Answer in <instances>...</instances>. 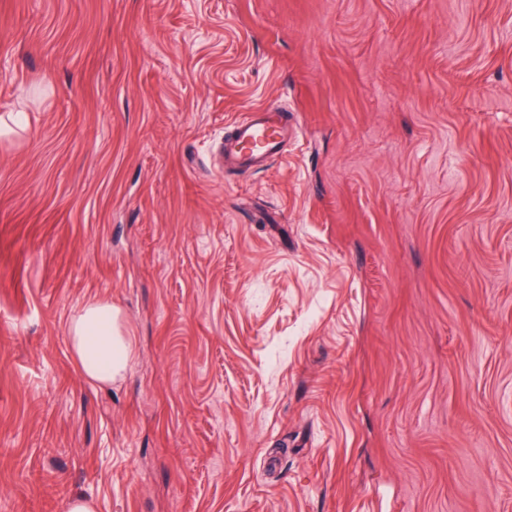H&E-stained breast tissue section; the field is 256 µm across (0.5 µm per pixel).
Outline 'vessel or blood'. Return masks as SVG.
I'll list each match as a JSON object with an SVG mask.
<instances>
[{
  "mask_svg": "<svg viewBox=\"0 0 512 512\" xmlns=\"http://www.w3.org/2000/svg\"><path fill=\"white\" fill-rule=\"evenodd\" d=\"M292 123L286 110L276 104L253 109L233 125V136L224 149L227 165L261 169L278 157Z\"/></svg>",
  "mask_w": 512,
  "mask_h": 512,
  "instance_id": "obj_1",
  "label": "vessel or blood"
}]
</instances>
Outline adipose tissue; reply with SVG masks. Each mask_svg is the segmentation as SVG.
Instances as JSON below:
<instances>
[{
  "label": "adipose tissue",
  "mask_w": 512,
  "mask_h": 512,
  "mask_svg": "<svg viewBox=\"0 0 512 512\" xmlns=\"http://www.w3.org/2000/svg\"><path fill=\"white\" fill-rule=\"evenodd\" d=\"M118 313L110 301L88 302L72 317L69 339L82 377L103 385L126 370L131 342L117 326Z\"/></svg>",
  "instance_id": "adipose-tissue-1"
}]
</instances>
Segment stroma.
<instances>
[{
    "label": "stroma",
    "instance_id": "1",
    "mask_svg": "<svg viewBox=\"0 0 512 512\" xmlns=\"http://www.w3.org/2000/svg\"><path fill=\"white\" fill-rule=\"evenodd\" d=\"M16 108L0 512H512V0H0ZM287 110L276 104L259 106L233 125L232 141L224 148L227 165L261 169L278 157L288 129L297 133V125L288 119ZM118 311L107 300L90 301L71 318L69 339L82 377L94 385L112 384L126 370L131 341L117 326Z\"/></svg>",
    "mask_w": 512,
    "mask_h": 512
}]
</instances>
